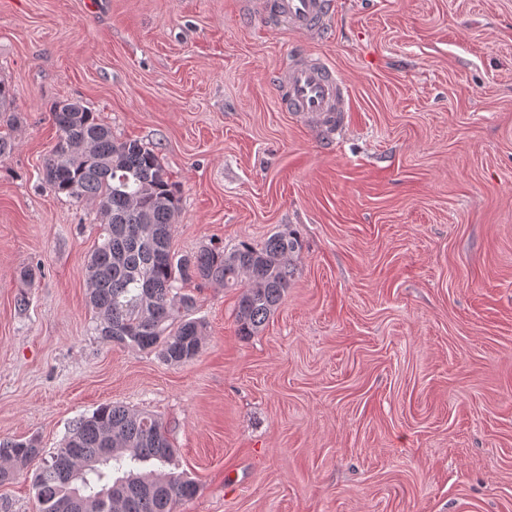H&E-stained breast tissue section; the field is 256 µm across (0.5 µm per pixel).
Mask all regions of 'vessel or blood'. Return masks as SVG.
<instances>
[{"label":"vessel or blood","mask_w":512,"mask_h":512,"mask_svg":"<svg viewBox=\"0 0 512 512\" xmlns=\"http://www.w3.org/2000/svg\"><path fill=\"white\" fill-rule=\"evenodd\" d=\"M333 0H266V10L288 29L311 34L322 29ZM286 111L326 126L343 125L350 105L338 72L320 59L296 57L277 79Z\"/></svg>","instance_id":"1"}]
</instances>
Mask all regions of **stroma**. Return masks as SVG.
I'll return each instance as SVG.
<instances>
[{
    "label": "stroma",
    "mask_w": 512,
    "mask_h": 512,
    "mask_svg": "<svg viewBox=\"0 0 512 512\" xmlns=\"http://www.w3.org/2000/svg\"><path fill=\"white\" fill-rule=\"evenodd\" d=\"M293 53L345 80L341 131L280 106ZM0 80V439L119 403L196 483L178 512H512V0H335L313 35L254 0H0ZM65 99L158 153L175 253L300 235L258 335L192 281L193 359L98 338L102 216L43 181ZM16 92L15 89L4 82H0V121L1 129L5 126L6 131H0V157L10 155L15 149V143L11 137V129L17 122L15 115ZM12 112V113H7Z\"/></svg>",
    "instance_id": "35a3bbf8"
}]
</instances>
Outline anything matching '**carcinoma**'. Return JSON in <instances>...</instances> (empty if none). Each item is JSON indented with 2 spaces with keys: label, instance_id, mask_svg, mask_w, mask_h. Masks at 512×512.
Here are the masks:
<instances>
[{
  "label": "carcinoma",
  "instance_id": "obj_1",
  "mask_svg": "<svg viewBox=\"0 0 512 512\" xmlns=\"http://www.w3.org/2000/svg\"><path fill=\"white\" fill-rule=\"evenodd\" d=\"M15 89L0 82V157L15 149ZM57 141L45 159V180L55 195L94 202L103 215L101 242L87 265L95 331L107 342L157 351L179 365L195 357L204 324L192 318V280L239 288L237 335H257L288 291L302 243L280 231L261 246L204 247L177 256L171 228L180 199L155 150L117 140L78 101L51 108ZM174 448L154 415L106 404L79 419L62 446L45 452L34 440L0 442V484L35 468L34 512H175L196 485L165 471ZM160 469L141 470L148 463Z\"/></svg>",
  "mask_w": 512,
  "mask_h": 512
}]
</instances>
